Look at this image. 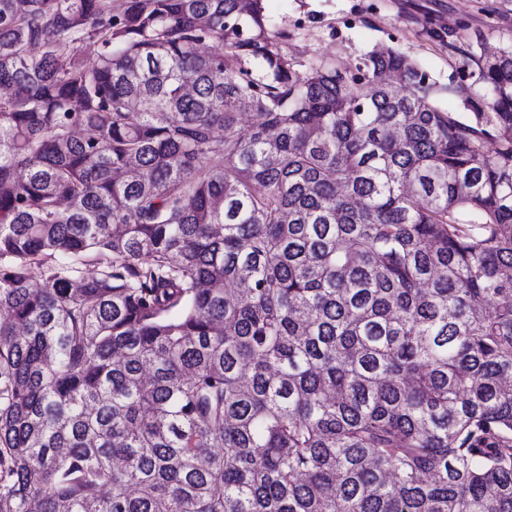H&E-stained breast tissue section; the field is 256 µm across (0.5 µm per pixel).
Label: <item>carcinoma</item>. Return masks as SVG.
Masks as SVG:
<instances>
[{
  "label": "carcinoma",
  "mask_w": 512,
  "mask_h": 512,
  "mask_svg": "<svg viewBox=\"0 0 512 512\" xmlns=\"http://www.w3.org/2000/svg\"><path fill=\"white\" fill-rule=\"evenodd\" d=\"M287 41L0 0V512H512V43Z\"/></svg>",
  "instance_id": "cac0c4a2"
}]
</instances>
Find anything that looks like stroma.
I'll list each match as a JSON object with an SVG mask.
<instances>
[{
	"label": "stroma",
	"instance_id": "1",
	"mask_svg": "<svg viewBox=\"0 0 512 512\" xmlns=\"http://www.w3.org/2000/svg\"><path fill=\"white\" fill-rule=\"evenodd\" d=\"M271 30L287 31L289 54L349 63L392 45L436 84L441 107L469 117L472 79L461 53L476 39L493 50L512 41V0H266Z\"/></svg>",
	"mask_w": 512,
	"mask_h": 512
}]
</instances>
